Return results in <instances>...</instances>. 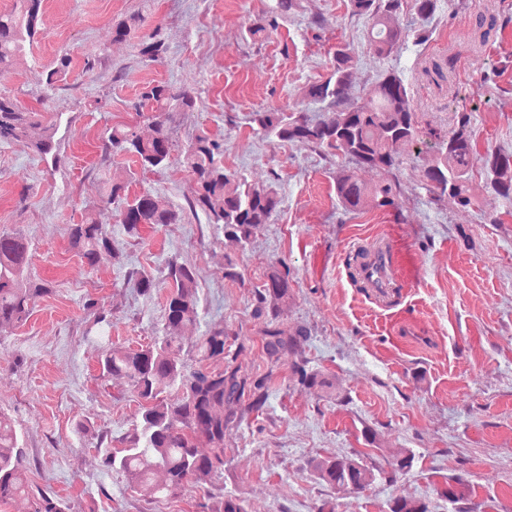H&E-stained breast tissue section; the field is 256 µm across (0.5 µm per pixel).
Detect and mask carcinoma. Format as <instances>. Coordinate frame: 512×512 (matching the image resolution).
Instances as JSON below:
<instances>
[{
    "mask_svg": "<svg viewBox=\"0 0 512 512\" xmlns=\"http://www.w3.org/2000/svg\"><path fill=\"white\" fill-rule=\"evenodd\" d=\"M43 0H15L11 10L0 12V75L10 72L18 57L32 45L41 30ZM351 13L368 22V44L373 52L387 58L399 53L409 37L410 29L400 23V15L408 10L419 20H430L438 9V0H349ZM299 7V0H273V4L248 29L252 39L278 27V19ZM142 18L131 15L112 27L115 40L129 38ZM415 44L429 40V30L413 31ZM140 52L151 61L159 60L164 43L156 35L141 41ZM71 58L60 55L59 62L47 75L52 86L67 78ZM357 62L348 45H336L332 71L322 81L309 85L305 96L319 105L320 116L310 119L304 113L275 107L255 113L254 122L261 132L281 140L307 143L326 154L347 160L336 175V198L346 212L368 207H396L397 187L393 183H365L358 170L368 168L392 172L402 164L398 146L413 143L419 134V121L401 71L381 73L366 89V103H347L348 90ZM193 94L168 82L150 83L141 92L137 105L153 128L144 139L132 127L115 125L105 137V150L123 153L135 159L141 172L164 169L171 157L176 115L193 107ZM57 126L41 112L21 107L10 95L0 93V141L23 143L45 158L55 154ZM224 140L207 132L197 135L181 155L182 166L193 176L197 195L190 209L200 208L208 223L224 229V234L247 242L264 225L271 223L281 197L273 184H250L239 174L224 168ZM477 161L470 117L458 114L456 126L448 137H437L430 161L422 171L424 185L432 200L454 198L462 207H477L491 224L498 223L496 201L512 199V153L496 151L482 157L487 172L488 195L481 201L469 193L470 173ZM127 186L114 181L107 202L121 201L114 212L116 223L130 235L140 236L141 229L180 224L183 213L162 209L149 192L132 198ZM69 243L86 264L95 265L105 250L119 263L122 252L103 231L100 212L90 210L81 223L70 225ZM29 241L21 232H0V331L27 321L36 302L52 292L45 282L31 280ZM169 291L164 308V335L137 349L100 342L98 360L104 378L128 380L142 400L140 419L122 437L123 447L107 449L102 456L104 467L122 474L126 482L149 499L177 497L190 487H200L220 475L224 469V433L237 420L232 406L247 403V409L258 411L264 406L273 368L280 354L298 351L307 330L294 334L276 324L278 313L292 299L288 272L272 265L256 293L254 317H266L261 330L263 350L270 369L255 377L239 374L234 365L236 353L226 346L230 333L223 328L206 331L193 347L198 367L187 368L179 330L199 319L198 285L192 269L175 261L167 265L165 276ZM92 314L94 324L110 325L105 309L94 298L83 304ZM225 361L224 368L212 370L204 363ZM302 359L292 366L298 383L307 388L331 387L318 371L306 368ZM175 389L180 398L169 401L163 393ZM203 438L210 453L201 454L196 442ZM415 455L402 450L387 461L390 471L362 458L324 456L312 460V468L323 482L352 490L371 486L389 474L394 480L400 470L413 467ZM26 452L16 423L0 412V503L22 494H30L26 476ZM33 512H72L69 501L47 492L39 493ZM199 512H245L233 497L207 496L199 503Z\"/></svg>",
    "mask_w": 512,
    "mask_h": 512,
    "instance_id": "obj_1",
    "label": "carcinoma"
}]
</instances>
